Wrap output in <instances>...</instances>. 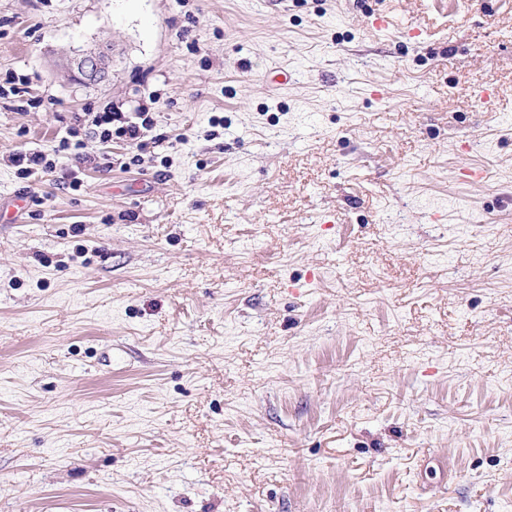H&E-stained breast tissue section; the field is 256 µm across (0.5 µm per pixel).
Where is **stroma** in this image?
Instances as JSON below:
<instances>
[{
  "label": "stroma",
  "mask_w": 512,
  "mask_h": 512,
  "mask_svg": "<svg viewBox=\"0 0 512 512\" xmlns=\"http://www.w3.org/2000/svg\"><path fill=\"white\" fill-rule=\"evenodd\" d=\"M18 77L0 512H512V0H0ZM96 60V67L92 72H88L83 64L84 56H76L71 59L67 67L71 74L77 72V78L87 83H97L105 79L112 63L111 44L101 45L96 51L91 52ZM131 114L133 113L113 111L112 106L104 112L91 113L86 120V125L82 126L84 137L80 133V128L71 129L68 137L61 138L58 146L53 150L55 155L67 158L73 156L85 167L95 169L98 164L96 156L85 151V140L91 138L103 143L112 142V131L129 148L138 149L150 130V118L146 112H136L135 116ZM9 161L17 168V174L22 179H28L39 172L52 173L57 166L55 160L48 159L46 153L38 149L13 154Z\"/></svg>",
  "instance_id": "35a3bbf8"
}]
</instances>
